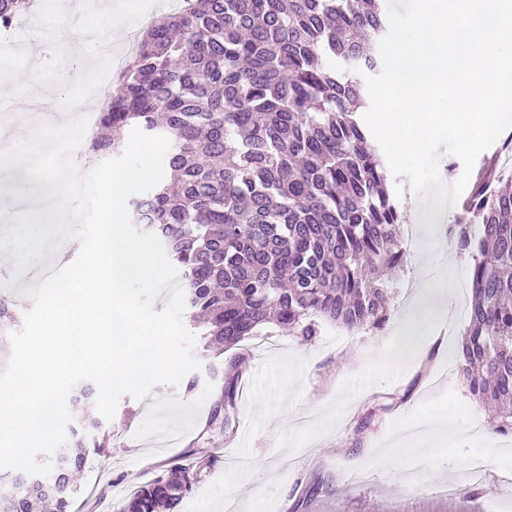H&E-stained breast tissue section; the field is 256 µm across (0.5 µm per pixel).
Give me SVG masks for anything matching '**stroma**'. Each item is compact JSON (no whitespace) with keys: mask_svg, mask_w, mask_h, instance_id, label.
<instances>
[{"mask_svg":"<svg viewBox=\"0 0 512 512\" xmlns=\"http://www.w3.org/2000/svg\"><path fill=\"white\" fill-rule=\"evenodd\" d=\"M10 28L19 52L0 50V71L11 90L0 96V121L13 122L21 101L34 100L69 123V103L87 86L81 71L99 74L104 56L91 38L75 45L55 0ZM413 248L389 288V320L347 331L322 324L319 336L299 337L264 328L236 349L242 378L228 422L208 424L218 390L207 368L199 386L162 384L143 399L122 397L112 419L108 456L89 455L78 477L74 512L95 502L97 512H119V488L149 480L171 460L193 466L198 480L181 512H512V436L497 433L481 404L453 369L454 348L467 326L472 260L456 247L450 226L461 204L445 209L434 228L415 223L419 195L407 178H391ZM450 282V316L433 321L403 367L382 362L401 340L418 296L417 283ZM480 448L496 449L478 458ZM420 459L409 472V455ZM229 457L245 459L238 470ZM481 459V480H460ZM457 488L442 494L438 487Z\"/></svg>","mask_w":512,"mask_h":512,"instance_id":"35a3bbf8","label":"stroma"}]
</instances>
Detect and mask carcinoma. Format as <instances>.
Segmentation results:
<instances>
[{
    "instance_id": "cac0c4a2",
    "label": "carcinoma",
    "mask_w": 512,
    "mask_h": 512,
    "mask_svg": "<svg viewBox=\"0 0 512 512\" xmlns=\"http://www.w3.org/2000/svg\"><path fill=\"white\" fill-rule=\"evenodd\" d=\"M32 0H0V27ZM388 31L383 0H186L151 23L102 106L92 150L118 155L137 127L170 141L167 180L132 201L180 269L185 318L197 326L213 376L224 352L268 324L310 341L321 323L384 326L387 281L398 269L401 216L388 174L359 119L363 70ZM475 182L456 247L473 260L468 325L457 371L512 432V189ZM239 373L225 374L233 407ZM97 396L90 385L69 402ZM106 421L76 416L47 476L0 473V512H71L88 449L107 454ZM196 474L172 462L137 487L122 512H179Z\"/></svg>"
}]
</instances>
